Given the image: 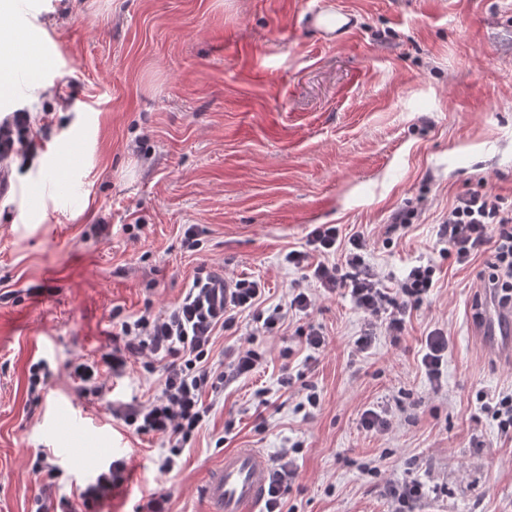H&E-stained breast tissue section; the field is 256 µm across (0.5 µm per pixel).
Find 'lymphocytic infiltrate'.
<instances>
[{
    "mask_svg": "<svg viewBox=\"0 0 512 512\" xmlns=\"http://www.w3.org/2000/svg\"><path fill=\"white\" fill-rule=\"evenodd\" d=\"M38 138L26 114L14 113L0 122V160L31 154ZM439 233L447 246L452 265L465 268L483 259L476 279L490 297L499 303H512V203L488 190L461 194L448 210ZM365 238L356 232L343 236L338 225L320 224L307 235V247L288 254L289 263L306 268L304 283L294 284L286 307H274L263 318V332H272L285 323L289 314L308 313L315 305L313 288L349 298L365 321V328L354 342L355 353L369 350L378 330H385L393 343H400L407 319L434 285L435 269L430 265L413 267L394 287L382 285L379 274L366 263ZM344 252L345 266L335 261ZM350 274H343V267ZM264 290L257 281L224 277L203 271L196 276L181 302L165 315L143 312L135 320L122 321L101 355V364L118 371L129 362L156 375L158 392L147 400L109 401L106 408L115 420L135 433L161 437L168 444L161 461L162 472L179 465L186 447L206 422L212 407L205 395H218L221 389L255 372L263 355L250 345L240 344L214 359L216 335L234 329L238 316L261 303ZM298 445L280 449L271 473V483L263 512H283L284 496L299 471L293 455ZM127 464L113 460L95 484L79 493L76 500L53 501L47 492L60 475L55 466L35 461L33 472L45 492L36 502L35 512H90L95 501L124 480Z\"/></svg>",
    "mask_w": 512,
    "mask_h": 512,
    "instance_id": "1",
    "label": "lymphocytic infiltrate"
}]
</instances>
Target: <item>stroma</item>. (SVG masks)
Masks as SVG:
<instances>
[{
  "instance_id": "1",
  "label": "stroma",
  "mask_w": 512,
  "mask_h": 512,
  "mask_svg": "<svg viewBox=\"0 0 512 512\" xmlns=\"http://www.w3.org/2000/svg\"><path fill=\"white\" fill-rule=\"evenodd\" d=\"M322 7L356 29L324 41L306 23ZM29 30L68 54L33 72L38 99L24 87L0 99L51 125L0 191V512H34L40 453L63 472L53 499H76L122 458L125 481L95 512H135L154 493L170 512H209L202 485L225 452L272 459L295 442L290 512H395L382 488L402 478L422 483V512H512V437L478 400L512 393V356L472 318L486 296L477 267L451 265L438 236L459 194L512 200V0H41ZM408 206L413 225L390 232ZM317 224L363 233L384 286L434 266L400 344L382 332L354 354L364 320L337 294L257 331L256 314L303 279L287 254ZM202 269L261 282L262 305L215 348L250 336L266 362L224 390L165 474V441L80 397L68 365L96 358L115 319L172 309ZM309 322L329 337L310 364ZM435 328L448 333L437 391L420 366ZM40 360L51 377L35 399ZM286 363L317 387L312 417L279 384ZM107 382L117 400L156 392L135 364ZM61 403L87 416L68 435L52 424ZM368 407L394 413L387 433L362 429Z\"/></svg>"
}]
</instances>
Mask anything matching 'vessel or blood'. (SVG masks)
Listing matches in <instances>:
<instances>
[{"mask_svg": "<svg viewBox=\"0 0 512 512\" xmlns=\"http://www.w3.org/2000/svg\"><path fill=\"white\" fill-rule=\"evenodd\" d=\"M311 25L323 34L344 37L354 29L350 14L324 10L310 13ZM494 336L512 335V306L495 305L494 314L484 322ZM270 462L257 448H239L225 453L223 462L212 467L202 486L212 512H258L269 484Z\"/></svg>", "mask_w": 512, "mask_h": 512, "instance_id": "1", "label": "vessel or blood"}]
</instances>
